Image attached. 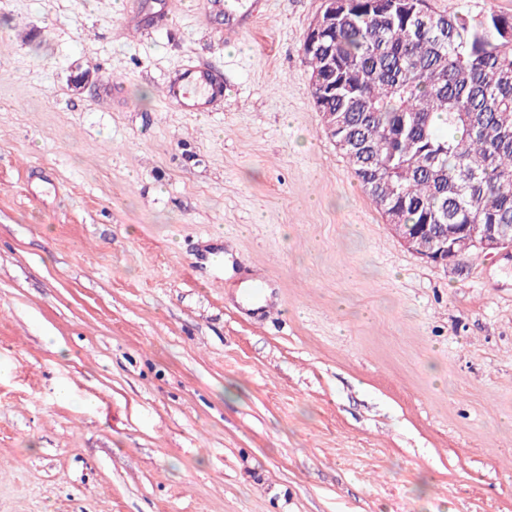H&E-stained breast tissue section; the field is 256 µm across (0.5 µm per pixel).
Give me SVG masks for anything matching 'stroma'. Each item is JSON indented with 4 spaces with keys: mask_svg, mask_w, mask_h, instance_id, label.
<instances>
[{
    "mask_svg": "<svg viewBox=\"0 0 512 512\" xmlns=\"http://www.w3.org/2000/svg\"><path fill=\"white\" fill-rule=\"evenodd\" d=\"M321 5L0 0V512H512V257L392 232ZM224 96L209 70L200 66L185 67L165 81V100L175 101L183 112H209L214 101Z\"/></svg>",
    "mask_w": 512,
    "mask_h": 512,
    "instance_id": "35a3bbf8",
    "label": "stroma"
}]
</instances>
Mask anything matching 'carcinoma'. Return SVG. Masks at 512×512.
<instances>
[{"label":"carcinoma","mask_w":512,"mask_h":512,"mask_svg":"<svg viewBox=\"0 0 512 512\" xmlns=\"http://www.w3.org/2000/svg\"><path fill=\"white\" fill-rule=\"evenodd\" d=\"M320 41L303 48L317 111L412 247L442 224H512V15L336 0Z\"/></svg>","instance_id":"1"}]
</instances>
